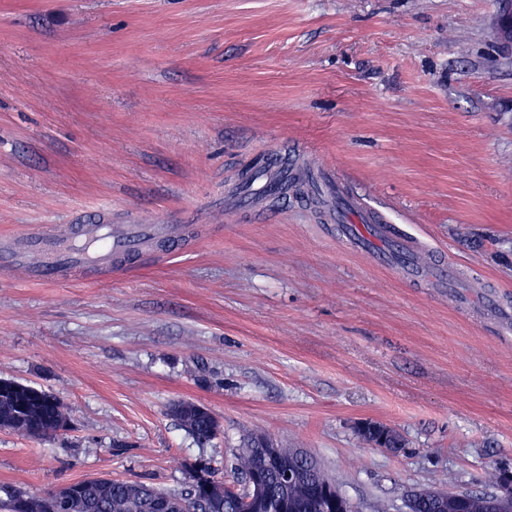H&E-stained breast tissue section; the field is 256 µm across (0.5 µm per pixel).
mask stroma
Wrapping results in <instances>:
<instances>
[{"mask_svg": "<svg viewBox=\"0 0 512 512\" xmlns=\"http://www.w3.org/2000/svg\"><path fill=\"white\" fill-rule=\"evenodd\" d=\"M497 0H0V236L166 224L144 268L0 274V378L67 430L0 429V487L109 474L181 489L263 435L312 454L356 512L512 470V56ZM337 171L396 230L361 251L347 204L240 193ZM465 279L416 284L403 240ZM207 406L198 444L171 407ZM397 428L393 454L357 434Z\"/></svg>", "mask_w": 512, "mask_h": 512, "instance_id": "35a3bbf8", "label": "stroma"}]
</instances>
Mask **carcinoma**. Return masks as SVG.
Segmentation results:
<instances>
[{"label":"carcinoma","instance_id":"1","mask_svg":"<svg viewBox=\"0 0 512 512\" xmlns=\"http://www.w3.org/2000/svg\"><path fill=\"white\" fill-rule=\"evenodd\" d=\"M172 412L179 421H189L185 430L200 443H204L217 435L212 417L191 406L172 407ZM67 422L64 405L54 395L42 392L30 397L26 394L23 383L6 379L0 385V428L20 432L27 426L34 425L42 431V435L51 436L58 432L61 425ZM286 458L295 459L302 479L284 485L277 471L265 469L252 443L241 449L237 454L235 470L245 478L259 474L269 485L274 502L288 497L292 509L288 512H324L319 497L320 490L331 484L313 456L299 452L293 448L281 449ZM204 464L206 473L212 480H218L217 469L211 461L199 458L188 467V481L185 488L178 492H166L155 487L100 476L84 479L74 483L73 492L78 504L68 499H61L50 492L45 496H36L15 488L7 491L9 512H156L152 507L155 498H166L172 502L185 503L193 512H239L240 502L233 496L224 493L220 486H214L211 493H206L205 486L197 483L199 464ZM488 495L471 493L465 497L466 512H488ZM457 499L450 493L444 500L441 509H436L431 501L418 504L415 512H456Z\"/></svg>","mask_w":512,"mask_h":512}]
</instances>
